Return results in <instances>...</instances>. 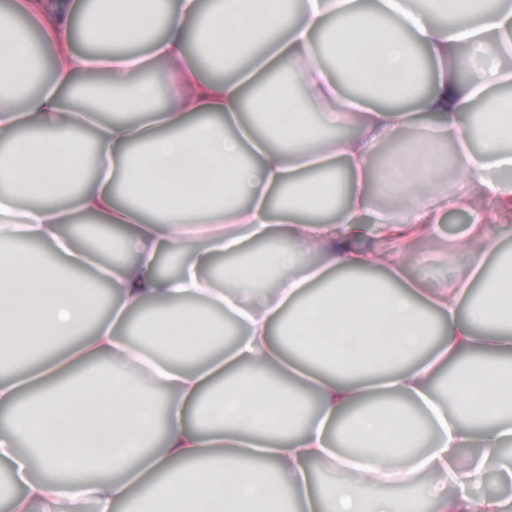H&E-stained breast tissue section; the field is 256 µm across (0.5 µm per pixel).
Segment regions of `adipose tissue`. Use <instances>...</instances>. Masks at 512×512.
<instances>
[{
  "label": "adipose tissue",
  "mask_w": 512,
  "mask_h": 512,
  "mask_svg": "<svg viewBox=\"0 0 512 512\" xmlns=\"http://www.w3.org/2000/svg\"><path fill=\"white\" fill-rule=\"evenodd\" d=\"M71 12L0 15V365L42 353L0 368V464L24 485L11 512H473L485 471L511 480L512 254L481 246L467 285L430 294L400 252L338 242L512 208V96L491 93L512 83V0H96L104 48L80 54ZM189 31L232 77H202ZM144 35L148 53L122 51ZM475 106L476 150L460 120ZM79 214L127 227L123 261L59 233ZM32 241L61 261L33 260ZM162 251L186 254L178 276L156 272ZM89 264L118 290L108 309L72 273ZM138 312L154 354L126 339Z\"/></svg>",
  "instance_id": "ef3b65f1"
}]
</instances>
